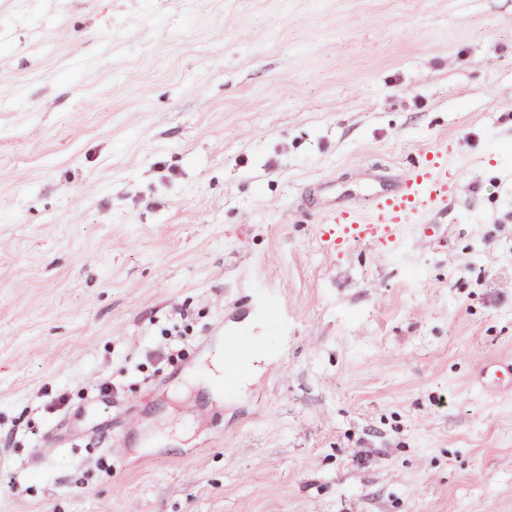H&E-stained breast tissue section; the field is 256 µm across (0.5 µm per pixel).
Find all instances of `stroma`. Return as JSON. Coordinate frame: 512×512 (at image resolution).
I'll use <instances>...</instances> for the list:
<instances>
[{"label": "stroma", "instance_id": "1", "mask_svg": "<svg viewBox=\"0 0 512 512\" xmlns=\"http://www.w3.org/2000/svg\"><path fill=\"white\" fill-rule=\"evenodd\" d=\"M442 141L434 244L322 249ZM496 360L512 0H0V512H512Z\"/></svg>", "mask_w": 512, "mask_h": 512}]
</instances>
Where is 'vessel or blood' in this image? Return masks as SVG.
I'll return each mask as SVG.
<instances>
[{"instance_id": "vessel-or-blood-1", "label": "vessel or blood", "mask_w": 512, "mask_h": 512, "mask_svg": "<svg viewBox=\"0 0 512 512\" xmlns=\"http://www.w3.org/2000/svg\"><path fill=\"white\" fill-rule=\"evenodd\" d=\"M459 192V178L448 165V146L440 144L410 158L388 186L373 188L367 206L349 204L327 212L318 227L324 248L344 251L354 245L371 247L379 255L394 251L404 230L414 229L419 241L434 237L424 216L440 211Z\"/></svg>"}]
</instances>
